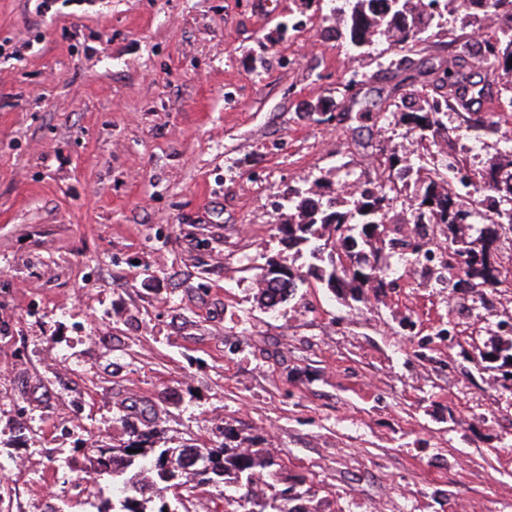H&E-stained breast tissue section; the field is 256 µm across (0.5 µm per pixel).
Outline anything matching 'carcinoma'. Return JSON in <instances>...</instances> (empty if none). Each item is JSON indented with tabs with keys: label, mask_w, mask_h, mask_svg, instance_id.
Instances as JSON below:
<instances>
[{
	"label": "carcinoma",
	"mask_w": 512,
	"mask_h": 512,
	"mask_svg": "<svg viewBox=\"0 0 512 512\" xmlns=\"http://www.w3.org/2000/svg\"><path fill=\"white\" fill-rule=\"evenodd\" d=\"M461 0H346L347 7H336V20L345 25L351 45L368 49L379 41H388L409 51L423 41V33L446 15L459 14ZM492 12L500 20L493 38L474 46L453 38L454 50L437 67L420 70L409 55L394 53L377 63L380 72H400L408 68L426 77L428 87L418 91L404 110L383 115L387 125L404 126L408 143L382 141L377 161L382 178L371 179L347 168L336 188L317 178L288 191L287 204L277 223L288 246L305 249L313 260L303 271L273 257L257 267L258 300L274 309L296 298L298 288L313 277L326 287L364 302L379 296L396 282L391 277L392 259L401 257L405 248L418 256L419 242L385 238L387 224H430L448 241L453 263L437 272L435 280L469 285L479 299L503 283L496 265L500 232L512 231V211L498 209V201L512 198V177L497 178L503 168L512 169V155L499 154L480 169L474 168L468 151L457 147L459 132L476 141L495 135L502 116L471 112L464 103L465 92L475 86L474 70L487 75L512 73V0H490ZM461 118L456 128L448 126V113ZM449 153L467 174L468 182L485 194L495 192L498 199L488 205L484 220L477 221L475 209L445 171L435 163V155ZM405 199L407 206L396 210ZM288 269V277H267L266 267ZM480 357L512 362V340L500 343ZM155 432L136 433L119 445L92 448L93 472L112 478L117 498L112 512H146L140 501L159 500L155 512H192L190 497L172 507L163 500L161 490L181 484L191 477L199 484H234L242 490L238 497L224 496V512H324L316 493L306 486L305 478L296 479L283 489L276 485L288 481L282 476L278 457L267 448L243 445L232 429L224 428V442L216 448H179L180 469L168 470L163 463L164 448L154 447ZM133 452H127V449Z\"/></svg>",
	"instance_id": "1"
}]
</instances>
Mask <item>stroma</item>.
<instances>
[{"label": "stroma", "mask_w": 512, "mask_h": 512, "mask_svg": "<svg viewBox=\"0 0 512 512\" xmlns=\"http://www.w3.org/2000/svg\"><path fill=\"white\" fill-rule=\"evenodd\" d=\"M330 8L0 0V512H104L84 448L228 427L331 512H512V368L480 357L512 339L505 289L462 318L468 291L402 260L377 299L256 300L265 258L308 263L289 188L375 173L373 117L415 91ZM485 29L449 16L424 57Z\"/></svg>", "instance_id": "1"}]
</instances>
